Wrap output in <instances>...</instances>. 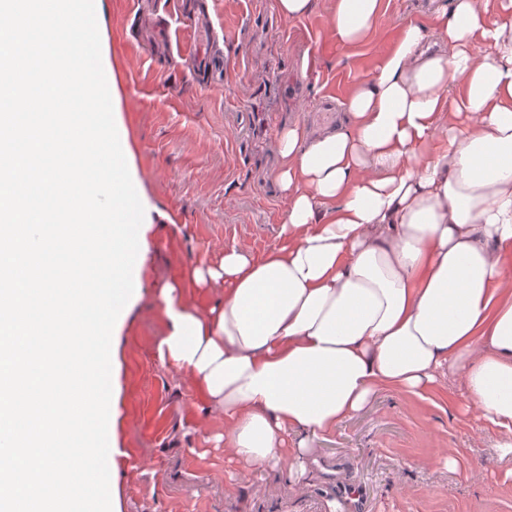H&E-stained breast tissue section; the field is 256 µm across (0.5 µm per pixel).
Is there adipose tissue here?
<instances>
[{"label": "adipose tissue", "instance_id": "adipose-tissue-1", "mask_svg": "<svg viewBox=\"0 0 512 512\" xmlns=\"http://www.w3.org/2000/svg\"><path fill=\"white\" fill-rule=\"evenodd\" d=\"M441 0L403 26L348 124L275 135L281 243L228 244L190 271L224 297L199 311L162 290L161 361L224 417V451L247 468L303 476L311 440L334 434L381 388L464 387L512 455V0ZM382 0H336L354 44Z\"/></svg>", "mask_w": 512, "mask_h": 512}]
</instances>
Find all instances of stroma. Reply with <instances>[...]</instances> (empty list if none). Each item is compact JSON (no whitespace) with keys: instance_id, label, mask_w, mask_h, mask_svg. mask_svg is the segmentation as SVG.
Returning a JSON list of instances; mask_svg holds the SVG:
<instances>
[{"instance_id":"stroma-1","label":"stroma","mask_w":512,"mask_h":512,"mask_svg":"<svg viewBox=\"0 0 512 512\" xmlns=\"http://www.w3.org/2000/svg\"><path fill=\"white\" fill-rule=\"evenodd\" d=\"M187 2L94 0L102 65L151 217L138 293L111 340L112 512H512V456L501 455L495 430L457 409L458 378L424 399L380 390L328 440H313L308 470L292 483L225 460L213 442L223 416L160 360L166 284L208 308L224 290L197 287L188 268L213 263L228 243L253 253L279 244L275 132L346 124L351 87L433 8L383 0L374 30L345 45L330 34L335 0H313L294 21L276 0H207L208 38L183 19ZM443 449L456 468L437 461Z\"/></svg>"}]
</instances>
